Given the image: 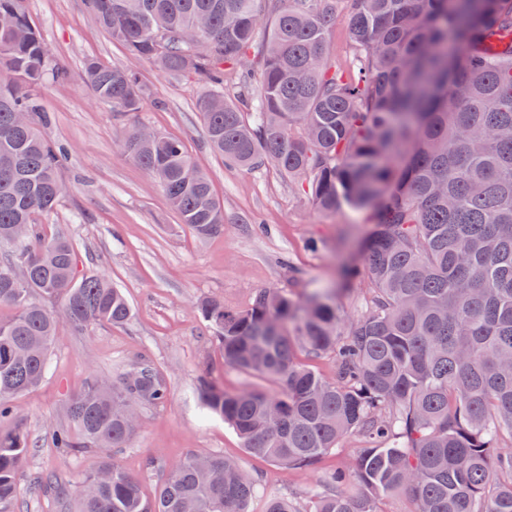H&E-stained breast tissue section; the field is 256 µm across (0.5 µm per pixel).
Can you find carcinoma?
Segmentation results:
<instances>
[{"instance_id":"cac0c4a2","label":"carcinoma","mask_w":512,"mask_h":512,"mask_svg":"<svg viewBox=\"0 0 512 512\" xmlns=\"http://www.w3.org/2000/svg\"><path fill=\"white\" fill-rule=\"evenodd\" d=\"M99 25L135 60L203 86L197 106L207 141L224 161L275 166L318 210L349 203L374 227L363 264L366 312L351 323L335 290L305 305L275 289L226 310L196 303L224 364L268 377L275 393H227L208 375L198 392L251 453L302 468L350 433L368 447L321 481L311 507L273 497L266 512H379L377 496L405 489L416 512H512V0H85ZM0 418L10 398L49 369L65 323L77 333L120 325L123 292L78 273L64 234L39 218L56 209L65 148L47 137L41 93L67 82L49 58L26 0H0ZM347 25L350 65L328 37ZM266 39L256 42L258 30ZM257 60L251 83L237 71ZM97 98L138 112L139 73L89 60ZM237 85V101L224 84ZM120 148L155 176L182 223L200 237L224 231V207L182 140L162 133ZM61 306H53L54 301ZM335 361L332 378L297 363L295 342ZM170 385L147 360L117 381L96 375L68 398L72 428L54 434L60 454L94 448L78 512H247L257 480L224 456L190 454L153 499L112 458L136 430L134 406H161ZM19 425L0 432V512H15L31 455ZM363 492L351 494L350 484ZM39 492L63 497L53 474Z\"/></svg>"}]
</instances>
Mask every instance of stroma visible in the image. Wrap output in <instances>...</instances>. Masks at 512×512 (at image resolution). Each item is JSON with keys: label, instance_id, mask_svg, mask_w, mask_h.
I'll return each instance as SVG.
<instances>
[{"label": "stroma", "instance_id": "1", "mask_svg": "<svg viewBox=\"0 0 512 512\" xmlns=\"http://www.w3.org/2000/svg\"><path fill=\"white\" fill-rule=\"evenodd\" d=\"M53 64L70 72L69 83L42 96L53 124L50 137L69 149L61 173L63 193L45 231L68 236L79 269L111 279L126 295L132 316L119 326H98L77 335L60 327L51 368L32 391L12 401L14 414L0 419V432L23 424L34 453L26 460L18 512H75L76 492L91 459L59 456L52 436L68 426L66 401L82 391L90 373L114 380L151 361L171 387L169 401L138 412V428L114 457L153 497L170 467L191 453L233 459L261 484L249 512H265L268 498L306 501L324 475L349 463L364 447L348 435L340 448L303 468L275 465L248 451L235 431L209 415L197 378L209 374L233 393L272 392L276 382L224 363L212 331L194 310L203 298L225 308L247 307L257 291L277 288L305 299L333 287L357 259L370 226L364 211L349 206L333 214L315 209L271 165L245 170L224 161L207 143L198 111L200 84L173 77L149 63L138 70L149 98L138 112H119L100 102L82 73L88 60L127 66L131 59L88 11L85 0H27ZM134 125L181 138L224 205L222 234L201 238L171 209L158 181L117 142ZM52 471L68 490L64 499L37 492L33 476Z\"/></svg>", "mask_w": 512, "mask_h": 512}]
</instances>
